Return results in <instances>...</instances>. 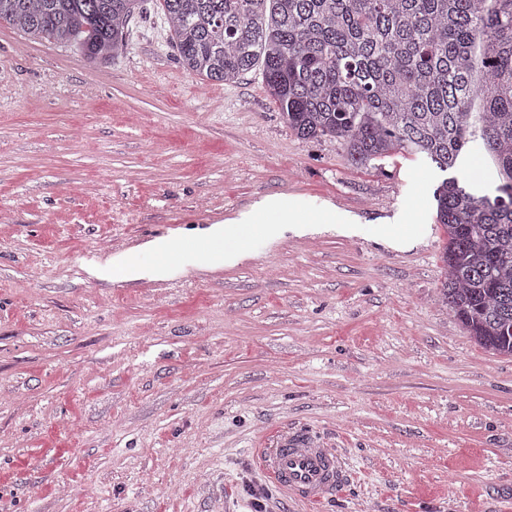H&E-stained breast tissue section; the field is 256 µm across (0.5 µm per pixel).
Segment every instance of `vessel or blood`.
Here are the masks:
<instances>
[{
    "instance_id": "vessel-or-blood-1",
    "label": "vessel or blood",
    "mask_w": 512,
    "mask_h": 512,
    "mask_svg": "<svg viewBox=\"0 0 512 512\" xmlns=\"http://www.w3.org/2000/svg\"><path fill=\"white\" fill-rule=\"evenodd\" d=\"M258 458L269 479L283 490L317 503L345 480L340 458L309 431L279 429Z\"/></svg>"
}]
</instances>
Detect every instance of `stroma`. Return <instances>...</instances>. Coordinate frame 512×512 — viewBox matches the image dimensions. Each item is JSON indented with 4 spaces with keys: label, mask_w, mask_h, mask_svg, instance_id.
<instances>
[{
    "label": "stroma",
    "mask_w": 512,
    "mask_h": 512,
    "mask_svg": "<svg viewBox=\"0 0 512 512\" xmlns=\"http://www.w3.org/2000/svg\"><path fill=\"white\" fill-rule=\"evenodd\" d=\"M111 63L0 24V512H512V356L441 298L445 233L397 244L412 157L302 140L259 70L185 71L156 0ZM355 222L286 229L215 270L94 269L231 226L269 196ZM313 431L344 485L265 474ZM262 510H255L254 501ZM269 479L285 491L318 503L345 481L340 458L309 431L278 429L269 448H258Z\"/></svg>",
    "instance_id": "1"
}]
</instances>
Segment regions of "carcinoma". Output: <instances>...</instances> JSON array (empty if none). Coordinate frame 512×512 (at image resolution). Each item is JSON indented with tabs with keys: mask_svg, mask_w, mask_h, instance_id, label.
<instances>
[{
	"mask_svg": "<svg viewBox=\"0 0 512 512\" xmlns=\"http://www.w3.org/2000/svg\"><path fill=\"white\" fill-rule=\"evenodd\" d=\"M145 0H0V23L115 58ZM178 62L230 83L262 66L295 134L333 137L366 167L396 153L448 174L434 190L447 242L443 298L477 343L512 355V0H160ZM484 40L474 83L476 35ZM481 100L474 108L473 100ZM491 154L482 195L457 173Z\"/></svg>",
	"mask_w": 512,
	"mask_h": 512,
	"instance_id": "carcinoma-1",
	"label": "carcinoma"
}]
</instances>
